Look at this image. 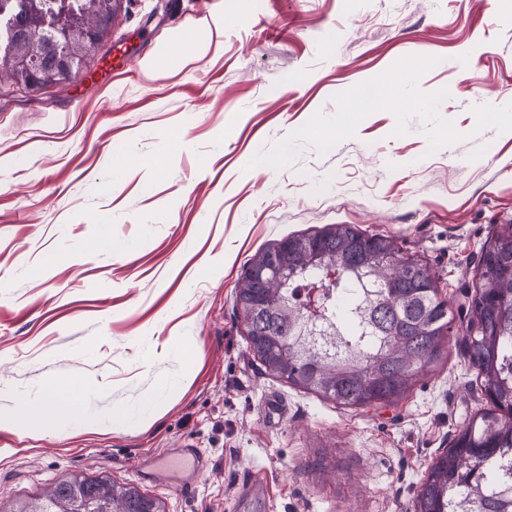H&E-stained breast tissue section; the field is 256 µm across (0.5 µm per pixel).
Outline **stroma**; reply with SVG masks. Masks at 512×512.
Segmentation results:
<instances>
[{
	"instance_id": "obj_1",
	"label": "stroma",
	"mask_w": 512,
	"mask_h": 512,
	"mask_svg": "<svg viewBox=\"0 0 512 512\" xmlns=\"http://www.w3.org/2000/svg\"><path fill=\"white\" fill-rule=\"evenodd\" d=\"M87 71L0 81V412L80 390L40 435L0 430V506L104 473L166 512H248L250 473L265 512H413L487 406L461 314L512 222V128L489 119L512 114V0H123ZM383 83L394 103L360 110ZM330 224L417 254L446 301L441 358L396 403L337 405L247 347V261ZM152 401L149 426L113 425Z\"/></svg>"
}]
</instances>
